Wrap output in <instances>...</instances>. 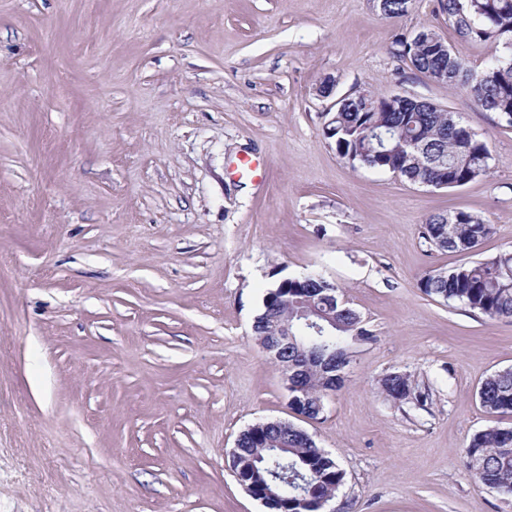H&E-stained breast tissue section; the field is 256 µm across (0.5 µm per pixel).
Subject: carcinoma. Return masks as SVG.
<instances>
[{"label": "carcinoma", "instance_id": "cac0c4a2", "mask_svg": "<svg viewBox=\"0 0 512 512\" xmlns=\"http://www.w3.org/2000/svg\"><path fill=\"white\" fill-rule=\"evenodd\" d=\"M412 0H383L379 6L387 18L408 12ZM440 10L456 33L470 41L490 42L495 52L485 69H468L435 29L423 27L409 40H401L403 53L415 70L433 75L448 72L444 85L474 90L475 103L512 127V0H472L459 9L456 0H440ZM322 128L337 155L353 167H366L396 174L412 184L434 188H456L474 182L490 172L494 157L487 141L455 112L434 105L408 101L391 107L376 94L358 91L327 113ZM492 233V225L468 211L430 216L424 224V237L441 252L463 253L475 250ZM430 297L462 305L489 318H512V251L450 268L433 269L420 281ZM313 301L323 314L336 320L330 336H308L312 345L336 346V368L314 367L299 376L305 394L288 400L292 411L314 419L324 412L320 403L330 391L341 387L342 370L354 347L372 342L376 334L367 321L345 300L339 286L322 275L288 278V286L269 289L256 315V338L265 332L267 308L292 316L307 301ZM382 391L394 401L409 396L406 375L390 373L379 381ZM478 397L491 415H512V368L499 370L481 384ZM281 436L288 448L266 456V465L281 475L272 489L275 498L271 512H298L297 498L302 484L312 489L308 512H325L321 499L332 502L345 484V472L311 435L292 422L288 429L273 426L241 432L237 454L230 467L238 482H250L255 492L270 490L266 480L248 469V461L265 443ZM466 468L481 483L512 496V428L488 427L470 439Z\"/></svg>", "mask_w": 512, "mask_h": 512}]
</instances>
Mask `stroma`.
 Wrapping results in <instances>:
<instances>
[{"label": "stroma", "instance_id": "35a3bbf8", "mask_svg": "<svg viewBox=\"0 0 512 512\" xmlns=\"http://www.w3.org/2000/svg\"><path fill=\"white\" fill-rule=\"evenodd\" d=\"M427 25L484 68L438 0H0V512H266L230 451L297 419L252 323L313 271L377 335L299 421L346 473L338 512H512L464 465L512 426L476 395L512 367V319L419 287L512 250V128L399 56ZM360 89L457 112L491 173L437 189L351 167L322 128ZM455 210L493 226L472 255L423 237ZM395 371L426 407L386 397Z\"/></svg>", "mask_w": 512, "mask_h": 512}]
</instances>
